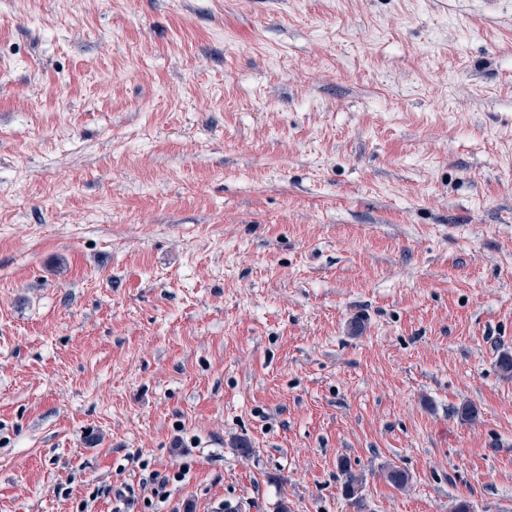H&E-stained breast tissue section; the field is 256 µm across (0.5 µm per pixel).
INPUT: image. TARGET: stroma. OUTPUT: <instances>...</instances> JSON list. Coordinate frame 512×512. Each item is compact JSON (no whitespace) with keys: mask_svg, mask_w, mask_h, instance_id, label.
<instances>
[{"mask_svg":"<svg viewBox=\"0 0 512 512\" xmlns=\"http://www.w3.org/2000/svg\"><path fill=\"white\" fill-rule=\"evenodd\" d=\"M505 354L512 0H0V512H512Z\"/></svg>","mask_w":512,"mask_h":512,"instance_id":"obj_1","label":"stroma"}]
</instances>
